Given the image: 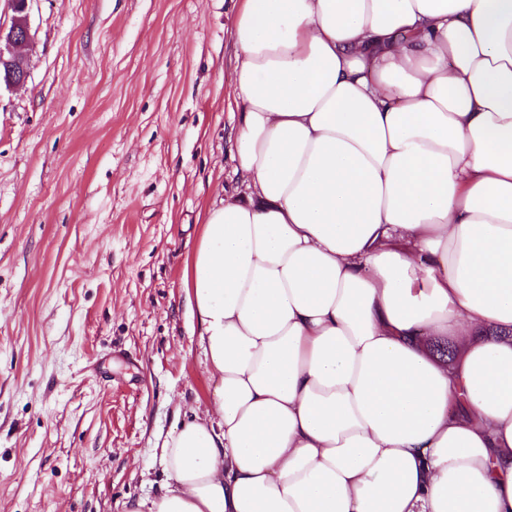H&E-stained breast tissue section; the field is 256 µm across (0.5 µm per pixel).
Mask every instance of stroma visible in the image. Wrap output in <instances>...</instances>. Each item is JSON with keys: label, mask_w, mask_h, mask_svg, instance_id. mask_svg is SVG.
<instances>
[{"label": "stroma", "mask_w": 512, "mask_h": 512, "mask_svg": "<svg viewBox=\"0 0 512 512\" xmlns=\"http://www.w3.org/2000/svg\"><path fill=\"white\" fill-rule=\"evenodd\" d=\"M241 0H31L0 80V512H124L212 389L183 284L229 154ZM31 0H11L14 12L12 24L7 32L0 29V43L6 46L9 58L5 59V52L0 58L6 62V76L9 85H22L28 77L26 57L24 51L32 46V34L29 24V2ZM6 80L4 82L7 83Z\"/></svg>", "instance_id": "35a3bbf8"}]
</instances>
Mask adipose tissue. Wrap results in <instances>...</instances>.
Masks as SVG:
<instances>
[{
	"instance_id": "ef3b65f1",
	"label": "adipose tissue",
	"mask_w": 512,
	"mask_h": 512,
	"mask_svg": "<svg viewBox=\"0 0 512 512\" xmlns=\"http://www.w3.org/2000/svg\"><path fill=\"white\" fill-rule=\"evenodd\" d=\"M233 33L240 189L184 273L210 406L126 512H512V0Z\"/></svg>"
}]
</instances>
